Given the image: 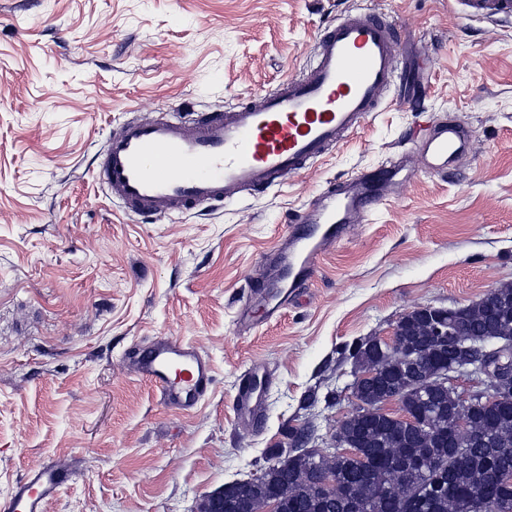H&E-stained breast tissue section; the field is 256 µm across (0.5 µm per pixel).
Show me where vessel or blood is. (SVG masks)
<instances>
[{
	"mask_svg": "<svg viewBox=\"0 0 512 512\" xmlns=\"http://www.w3.org/2000/svg\"><path fill=\"white\" fill-rule=\"evenodd\" d=\"M469 17L512 16V0H456ZM399 42L392 22L353 10L318 35L313 63L269 92L230 108L186 115L176 111L126 120L105 142L98 177L136 216L153 219L214 208L241 194L281 185L307 169L377 112L380 93L402 80ZM459 125L431 127L424 146L454 162L470 147ZM372 200L368 173L329 184L301 212L292 229L265 257L268 275L237 313L242 326L274 317L270 301L296 295L312 279L323 255L345 239L348 224ZM136 375L170 408L187 411L206 396L213 368L196 347L160 338L131 358ZM250 370L235 402L254 420L262 408ZM68 476L38 463L16 483L7 512H47Z\"/></svg>",
	"mask_w": 512,
	"mask_h": 512,
	"instance_id": "vessel-or-blood-1",
	"label": "vessel or blood"
}]
</instances>
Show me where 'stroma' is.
<instances>
[{"mask_svg":"<svg viewBox=\"0 0 512 512\" xmlns=\"http://www.w3.org/2000/svg\"><path fill=\"white\" fill-rule=\"evenodd\" d=\"M357 8L391 16L399 63L423 89L381 108L280 186L209 213L144 220L96 175L111 131L163 109H225L314 59L319 32ZM455 122L469 151L442 170L409 136ZM373 175L381 201L352 220L277 319L235 315L293 214L323 186ZM512 283V20L448 0H0V506L29 466L69 480L47 512H196L258 474L292 428L331 439L353 408L355 340H391L403 314L454 308ZM196 346L212 386L166 407L129 353ZM261 366L263 411L234 407ZM341 389L308 419L309 389Z\"/></svg>","mask_w":512,"mask_h":512,"instance_id":"obj_1","label":"stroma"}]
</instances>
